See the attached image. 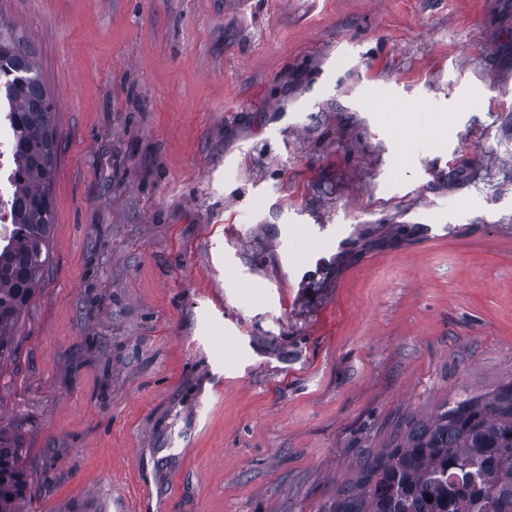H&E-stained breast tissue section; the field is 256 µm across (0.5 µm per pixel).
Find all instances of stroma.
<instances>
[{
  "label": "stroma",
  "instance_id": "35a3bbf8",
  "mask_svg": "<svg viewBox=\"0 0 512 512\" xmlns=\"http://www.w3.org/2000/svg\"><path fill=\"white\" fill-rule=\"evenodd\" d=\"M0 18L60 153L0 370L24 512H325L396 422L512 382V0ZM385 112L411 123L401 168Z\"/></svg>",
  "mask_w": 512,
  "mask_h": 512
}]
</instances>
